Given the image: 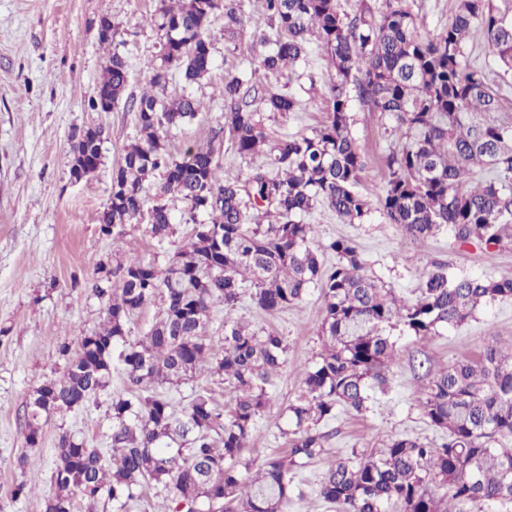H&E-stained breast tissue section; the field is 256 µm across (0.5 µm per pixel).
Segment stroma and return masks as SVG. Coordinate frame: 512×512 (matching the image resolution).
Returning a JSON list of instances; mask_svg holds the SVG:
<instances>
[{"instance_id":"35a3bbf8","label":"stroma","mask_w":512,"mask_h":512,"mask_svg":"<svg viewBox=\"0 0 512 512\" xmlns=\"http://www.w3.org/2000/svg\"><path fill=\"white\" fill-rule=\"evenodd\" d=\"M158 6L159 0H0V329L6 332L0 341V512H44L45 498L54 487L55 446L61 432L84 437L99 448L106 445L111 426L106 405L127 388L117 365L96 403L52 418L38 446H29L23 422L31 390L63 374L67 359L60 352L62 345L76 346L80 332L97 329L104 319L91 291L98 262L117 248L161 266L190 233L184 224L176 235L160 241L139 226L115 241L101 234L97 221L111 190L112 170L136 134L137 117L121 104L109 112L95 111L90 99L116 50L129 65L128 94L138 97L149 90L144 64L160 51L161 33L151 20ZM105 17L119 29V49L98 38V24ZM210 34V74L189 83L181 72H173L164 90L168 98L191 92L202 104L193 123L167 134L165 144L175 155L208 142L212 127L224 119L225 76L250 70L261 50L248 34L225 39L220 13L210 22ZM468 50L490 82L501 87L504 113L511 117L512 71H504L483 35L470 40ZM264 83L299 103L297 111L270 118L271 139L308 133L322 124L331 71L318 50ZM352 114L353 133L367 166L358 190L373 210L362 224L344 223L323 206L307 216L315 242L325 248L324 264L338 261L327 244L350 238L363 253L369 274L405 299L416 297L424 266L431 260L447 263L455 275L512 276V248L462 246L445 227L425 242L413 243L398 225L389 223L377 205L386 183L384 159L394 141L392 122L358 104ZM88 126L106 131L103 162L92 176L77 181L70 173L71 135ZM234 316L252 328L284 336L288 344V361L268 387L270 401L251 442L261 454L276 455L286 448L283 409L300 389L301 370L322 348V301L313 288L288 309L265 313L246 298ZM392 335L397 355L388 373V391L376 394L361 414L341 410L321 423L329 434L325 451L297 473L301 494L289 501L285 512H334L317 490L336 459L357 460L363 450L395 436L441 442L442 432L420 406L428 384L425 373L476 359L489 344L512 342V299L492 300L460 327L436 336L418 339L398 328ZM203 388L211 391L217 407L233 398L231 389L204 369L162 390L179 408ZM20 485L24 494L14 496Z\"/></svg>"}]
</instances>
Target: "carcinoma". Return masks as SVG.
Segmentation results:
<instances>
[{
	"mask_svg": "<svg viewBox=\"0 0 512 512\" xmlns=\"http://www.w3.org/2000/svg\"><path fill=\"white\" fill-rule=\"evenodd\" d=\"M224 14V35L246 29L244 0H160L154 22L162 32L158 60L146 68L149 84L165 89L174 69L195 82L213 68L207 28ZM266 24L272 31L261 30ZM99 33L112 56L91 107L110 112L123 101L137 112V133L112 172V188L98 215L100 231L117 239L147 221L164 240L177 225L190 237L160 267L118 252L97 266L92 291L105 303L100 327L80 336L64 373L46 379L26 404L27 442L39 444L56 414L80 408L108 387L112 362L128 382V395L112 399L109 452L71 433L58 436L55 489L45 512H73L74 496L106 495L123 512L137 489L152 483L166 491L167 512H283L296 492V470L325 451L329 434L318 429L339 409L360 414L388 389L396 342L386 330L400 325L423 339L460 326L496 298H512V277H457L447 265L426 264L419 295L399 298L366 273L358 246L338 238L327 245L336 265L325 268L303 222L325 204L349 224L362 223L371 204L357 191L366 171L352 133V103L391 117L397 142L385 158L387 181L379 210L412 243L448 227L462 245L512 246V123L499 118L500 92L483 68L469 61L472 26L491 53L512 70V16L493 0H457L448 26L432 38L418 34L420 18L406 0H383L376 10L360 0L350 15L337 0H263V21L253 37L270 49L243 79H224V122L205 146L175 156L162 134L196 119L190 94L124 97L129 72L118 50L117 27L103 18ZM315 42L334 71L325 121L309 134L269 142L270 113L294 112L290 94L272 93L259 73L281 74L304 60ZM102 127L82 129L71 175L93 174L102 161ZM229 137L243 158L263 154L268 167L226 180L217 146ZM491 177L473 181L476 169ZM160 176L155 193L148 182ZM169 198L173 204L164 202ZM184 208L178 210L174 202ZM317 288L322 299L324 349L303 371L299 394L283 412L291 429L288 455L247 458L257 418L269 403L272 374L287 361L279 334L232 318L245 292L265 313L282 311ZM160 304V317L138 340L132 318ZM224 305V348L206 342L211 309ZM211 374L235 393L222 412L211 394L196 393L181 412L158 390L193 377L204 360ZM431 425L446 433L430 445L391 437L355 463L339 459L318 488L336 512H490L512 504V345L484 348L476 361H459L436 373L421 401ZM257 468L254 478L248 473ZM443 494H437V491Z\"/></svg>",
	"mask_w": 512,
	"mask_h": 512,
	"instance_id": "obj_1",
	"label": "carcinoma"
}]
</instances>
